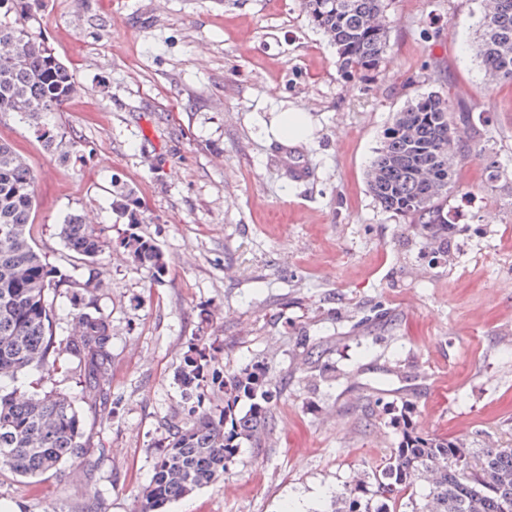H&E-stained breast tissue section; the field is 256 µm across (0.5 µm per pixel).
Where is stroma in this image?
<instances>
[{"label": "stroma", "mask_w": 512, "mask_h": 512, "mask_svg": "<svg viewBox=\"0 0 512 512\" xmlns=\"http://www.w3.org/2000/svg\"><path fill=\"white\" fill-rule=\"evenodd\" d=\"M480 11L387 0L388 62L355 83L300 0H42V32L79 92L43 117L53 144L13 115L0 140L36 178L39 249L74 280L51 295L57 342L79 309L111 326L115 409L87 417L95 470H4L0 501L134 512L156 444L186 417L177 375L201 336L215 377L263 362L278 418L264 447L241 448L165 512H286L299 498L328 512L330 491L380 468L404 429L475 448L512 440V84L488 85L471 51ZM431 91L471 114L468 143L503 170L458 167L448 261L366 185L395 113ZM287 108L311 119L291 146L268 136ZM293 160L313 166L310 182L291 177ZM127 195L134 225L117 207ZM73 215L102 232L94 267L59 238ZM132 233L162 251V275L132 265L120 245ZM79 378L63 356L22 386L75 397Z\"/></svg>", "instance_id": "stroma-1"}]
</instances>
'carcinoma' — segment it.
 <instances>
[{"label":"carcinoma","instance_id":"obj_1","mask_svg":"<svg viewBox=\"0 0 512 512\" xmlns=\"http://www.w3.org/2000/svg\"><path fill=\"white\" fill-rule=\"evenodd\" d=\"M304 13L336 47L338 70L347 79L375 71L386 60L389 21L385 0H301ZM13 19L0 23V114L32 124L46 143L53 135L39 118L61 112L78 93L71 72L35 26L29 0H0ZM488 83L512 81V0H482L478 36L472 45ZM472 124L447 98L429 92L394 116L366 175L378 205L414 234L448 245V189L456 167L475 154L484 157L489 178L502 171L495 155L475 152L464 139ZM35 177L12 148L0 142V469L23 478L58 470L84 455L85 415L63 393L30 394L19 376L47 370L61 353L83 363L81 399L109 416L112 331L92 311L75 315L77 338L60 348L52 330L48 296L70 282L49 265L34 238ZM65 246L94 263L103 254L96 228L71 217L60 225ZM130 262L156 274L164 271L157 245L141 235L122 241ZM184 354L178 383L196 399L190 419L175 423L158 443L154 472L142 490L137 512H160L166 503L224 476L244 445L258 448L273 429L277 397L267 388L263 364L255 361L224 376V408L204 407L213 356L206 338ZM241 401L248 410L237 409ZM332 512H512V445L470 448L463 439L404 432L385 465L372 477L359 474L332 495Z\"/></svg>","mask_w":512,"mask_h":512}]
</instances>
